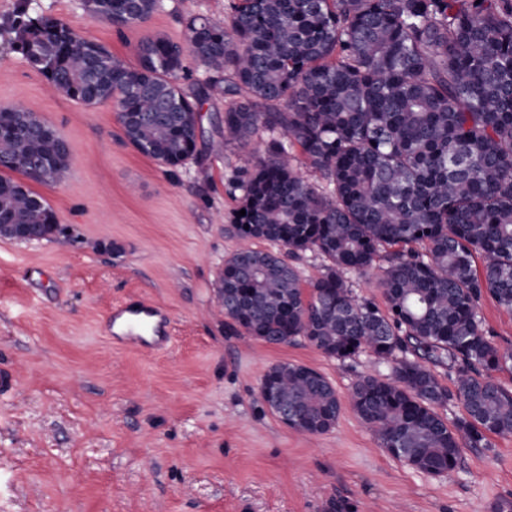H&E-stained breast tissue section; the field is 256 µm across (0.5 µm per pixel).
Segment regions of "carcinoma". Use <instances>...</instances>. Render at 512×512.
<instances>
[{
    "instance_id": "obj_1",
    "label": "carcinoma",
    "mask_w": 512,
    "mask_h": 512,
    "mask_svg": "<svg viewBox=\"0 0 512 512\" xmlns=\"http://www.w3.org/2000/svg\"><path fill=\"white\" fill-rule=\"evenodd\" d=\"M161 8L94 0L87 11L121 31ZM230 10L228 28L190 19L183 43L142 38L133 65L25 2L11 30L49 84L87 106L115 104L125 141L170 171L197 157L213 91L231 99L224 140L245 146L266 131L262 155L229 181L246 211L235 230L330 264L307 290L278 253L237 250L220 276L229 330L390 364L389 377L355 383L349 407L392 457L447 475L463 448L512 435V388L495 377L512 372V349L490 340L479 313L486 296L512 310V0H234ZM189 56L209 76L187 91ZM295 147L330 190L293 171ZM34 156L49 179L30 170ZM69 157L35 113L0 107V225L23 237L44 224L51 239L53 210L12 174L58 184ZM387 247L381 307L355 298L343 272L368 271ZM444 361L452 391L428 367ZM262 383L295 408L292 429L335 427L343 401L320 372L278 363ZM450 401L464 411L452 427L436 411Z\"/></svg>"
}]
</instances>
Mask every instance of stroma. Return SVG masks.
<instances>
[{
	"label": "stroma",
	"mask_w": 512,
	"mask_h": 512,
	"mask_svg": "<svg viewBox=\"0 0 512 512\" xmlns=\"http://www.w3.org/2000/svg\"><path fill=\"white\" fill-rule=\"evenodd\" d=\"M19 0H0V106L34 112L70 145L67 180L32 183L58 232L0 238V512H512V436L467 448L451 475L385 452L344 408L323 435L273 415L261 379L278 362L311 367L340 397L385 377L370 353L341 361L305 338L266 345L230 333L218 295L239 249L232 174L264 148L225 143L224 96L202 107L198 157L175 174L123 140L114 105L85 106L47 87L10 31ZM134 63L141 38L184 40L186 22L228 23L229 0H163L116 30L82 0H29ZM146 302L172 320L168 346L114 342L113 305Z\"/></svg>",
	"instance_id": "35a3bbf8"
}]
</instances>
